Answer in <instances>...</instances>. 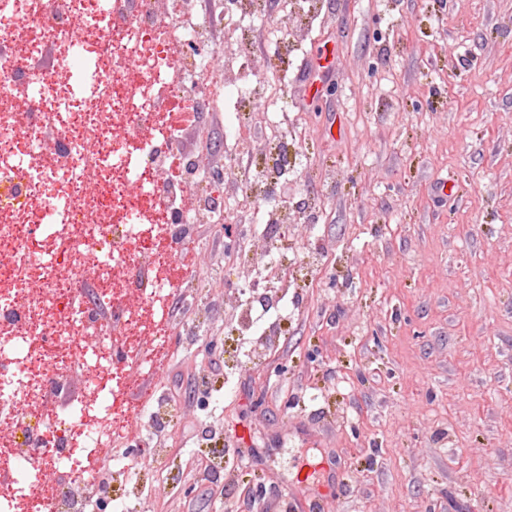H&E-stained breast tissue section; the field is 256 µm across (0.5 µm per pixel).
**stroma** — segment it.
<instances>
[{
	"mask_svg": "<svg viewBox=\"0 0 512 512\" xmlns=\"http://www.w3.org/2000/svg\"><path fill=\"white\" fill-rule=\"evenodd\" d=\"M320 2L286 58L277 8L252 27L271 96L251 138L276 114L298 128L288 199L321 203L288 235V294L239 333L227 298L246 273L222 266L255 226L192 227L168 315L107 339L127 359L112 455L92 462L114 475L102 512H122L117 472L148 456L160 401L145 512H512V0ZM202 124L185 145L223 170L227 114ZM93 365L68 344L46 410L94 390Z\"/></svg>",
	"mask_w": 512,
	"mask_h": 512,
	"instance_id": "stroma-1",
	"label": "stroma"
}]
</instances>
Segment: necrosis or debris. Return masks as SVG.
I'll return each mask as SVG.
<instances>
[{
	"instance_id": "obj_1",
	"label": "necrosis or debris",
	"mask_w": 512,
	"mask_h": 512,
	"mask_svg": "<svg viewBox=\"0 0 512 512\" xmlns=\"http://www.w3.org/2000/svg\"><path fill=\"white\" fill-rule=\"evenodd\" d=\"M257 16L255 0H230L223 20L234 41L219 61L210 53L212 19L199 0H0V411L19 413L15 429L24 437L7 451L10 479L0 491V512H25L30 503L35 512H83L85 497L68 489L36 500L33 450L45 449L91 488L95 474L82 456L98 453L106 441L100 419L109 408L108 381H101L95 399L54 415L34 419L23 412L26 402L42 401L47 391L46 380L32 370L37 356L28 337L85 326L94 306L86 301V314L77 315L73 296L60 288L64 275H77L81 264L59 257L48 243H29V226H47L93 249L104 283L140 239L146 220L164 226L172 240L218 212L225 223H237L239 210L225 204V195L273 201L299 149L296 133L285 127L260 145L238 133L266 95L264 84L240 79L251 65L248 33ZM35 42L58 59L79 60L80 68L29 67ZM219 62L224 93L233 102L228 123L237 130L229 156H247L253 179L242 190L225 172L223 189L204 193L197 186L209 182V174L195 155L176 152L177 128L157 126L154 117L173 96L188 99L199 115L214 111L217 98L194 75ZM254 250L244 240L226 256L228 266L253 271L236 291L246 308L236 326L245 331L254 325L253 312L266 311L268 301L288 292L286 278L253 270ZM20 307L27 326L18 331L10 316Z\"/></svg>"
}]
</instances>
